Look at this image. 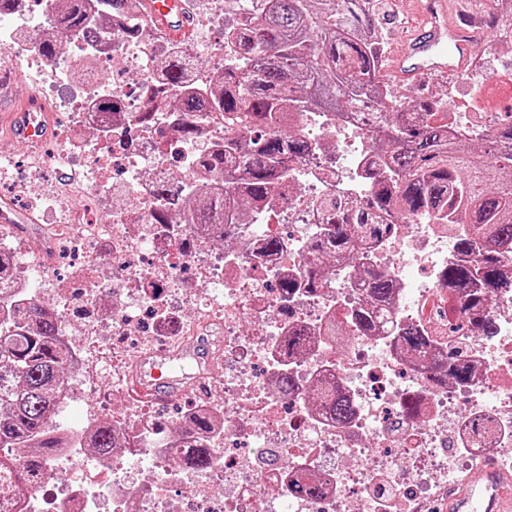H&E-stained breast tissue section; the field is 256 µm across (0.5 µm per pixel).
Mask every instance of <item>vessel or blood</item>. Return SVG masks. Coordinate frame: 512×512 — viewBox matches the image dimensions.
<instances>
[{
  "mask_svg": "<svg viewBox=\"0 0 512 512\" xmlns=\"http://www.w3.org/2000/svg\"><path fill=\"white\" fill-rule=\"evenodd\" d=\"M412 6L419 23L389 57L388 71L398 85L416 84L421 77H445L464 70L474 52L476 36L489 23L479 13L448 18V0H402ZM152 24L173 40H186L193 25L185 0H147ZM8 131L30 143L48 139L51 125L40 117L31 100L13 105L7 116ZM185 387L181 376L170 372L154 354H144L136 379L128 388L132 397L167 402ZM448 512H512V474L484 465L448 494Z\"/></svg>",
  "mask_w": 512,
  "mask_h": 512,
  "instance_id": "b4317fda",
  "label": "vessel or blood"
}]
</instances>
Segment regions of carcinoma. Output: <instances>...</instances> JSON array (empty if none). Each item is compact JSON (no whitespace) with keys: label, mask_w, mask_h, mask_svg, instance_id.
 Here are the masks:
<instances>
[{"label":"carcinoma","mask_w":512,"mask_h":512,"mask_svg":"<svg viewBox=\"0 0 512 512\" xmlns=\"http://www.w3.org/2000/svg\"><path fill=\"white\" fill-rule=\"evenodd\" d=\"M60 29L86 42L99 43L93 16L120 17L143 7V0H58ZM364 0H250L241 21L224 25L229 57L224 70L207 83L192 81L190 58L164 62L167 85L179 92L172 119L186 139L196 137L195 115L218 112L224 127L247 130L248 137H226L224 144L200 151L194 182L204 191L186 197L171 185L156 188L188 224L207 225L217 214L222 224H249L268 207L288 178V163L312 151L299 135L298 112L341 116L357 109L360 98L385 92L390 106L377 113L371 138L378 151L372 165L392 177L372 199V207L403 217L428 219L435 210L453 223L465 213L474 236L494 245L512 243V121L478 141L457 137L436 97H407L380 89L381 46ZM386 233L384 224H368L365 215L345 217L309 243L310 260L300 277L283 283L290 291L318 288L323 260L343 263L367 250V242ZM369 304L352 310L362 330L372 329L369 305L386 303L392 281L373 269L363 270ZM506 274L498 252L483 248L475 260L448 265V287L465 291L460 310L473 316L481 335L496 334L484 306L503 287ZM60 319L50 304L33 297L12 304L0 297V448L24 455L21 463L0 456L6 493L21 497L50 478L46 459L67 445L66 436L49 424L50 405L67 375L68 353L59 340ZM120 447L106 422L95 430L90 448L108 453ZM211 455L188 444L176 464L206 470Z\"/></svg>","instance_id":"obj_1"}]
</instances>
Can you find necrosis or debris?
<instances>
[{"label": "necrosis or debris", "mask_w": 512, "mask_h": 512, "mask_svg": "<svg viewBox=\"0 0 512 512\" xmlns=\"http://www.w3.org/2000/svg\"><path fill=\"white\" fill-rule=\"evenodd\" d=\"M38 2L26 35L0 27V64L25 59L38 75L34 96L50 111L66 113L39 166L64 165L77 173L84 201L73 204L63 193L49 197L32 178L16 181L19 196L66 209L68 221L47 225L38 244L12 251L11 286L18 294L34 288L46 273L44 252L79 258L59 295L72 374L60 403L87 393L84 428L111 413L112 429L126 446L120 457H98L93 470L76 449H59L46 468L63 473L64 482L53 493L1 503L0 512H375L381 498L398 507L426 505L473 466L507 467L512 250L500 251L511 282L488 306L497 322L491 338L455 315L456 295L443 277L461 258L459 239L473 233L465 218L457 224L393 218L365 261L330 269L323 288L286 291L283 280L297 278L310 240L326 222L321 202L332 199L355 212L383 183V172L369 166L367 110L343 119L328 112L300 116V134L328 153L291 163L288 203L278 208L277 221L257 215L228 240L223 225L204 229L179 214L156 223V186L170 180L172 165L194 169L201 146L223 142V115L203 113L197 139L173 134L159 63L180 45L156 31L147 15H139L133 35L113 26L109 50L87 45L78 57L49 60L36 46L55 23V3ZM223 20L224 0H201L196 31L218 64L224 40L212 31ZM105 68L112 71L108 85L98 79ZM131 70L139 75L133 83L124 79ZM74 81L78 93L65 101L53 97L56 86ZM106 96L117 111L97 110ZM143 112L151 113L150 123H139ZM270 237L280 250L265 252ZM364 265L395 285L371 331L349 320L366 300ZM410 327L426 337V354L401 342ZM295 332L310 338L298 355L285 348ZM338 338L345 342L340 354L334 351ZM202 339L216 347L224 365L184 390L171 419L150 404L117 401L133 354L172 355ZM100 345L112 353L108 389L88 358ZM451 353L469 367L467 383L439 372L436 359ZM284 377L292 390L281 389ZM335 393L354 406L350 419L326 409ZM202 414L216 423L199 433L193 422ZM190 440L209 449L207 470L171 467L175 444ZM305 483L318 484L319 494H300Z\"/></svg>", "instance_id": "obj_1"}]
</instances>
